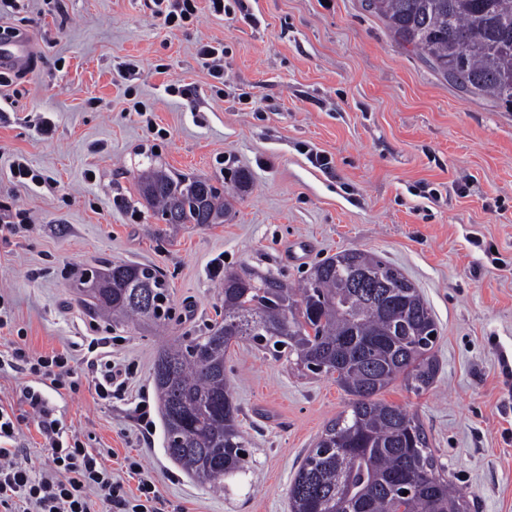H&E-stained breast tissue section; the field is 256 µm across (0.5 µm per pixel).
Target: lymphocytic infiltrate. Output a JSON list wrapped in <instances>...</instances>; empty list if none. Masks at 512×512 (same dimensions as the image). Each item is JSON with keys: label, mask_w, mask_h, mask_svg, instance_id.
Returning a JSON list of instances; mask_svg holds the SVG:
<instances>
[{"label": "lymphocytic infiltrate", "mask_w": 512, "mask_h": 512, "mask_svg": "<svg viewBox=\"0 0 512 512\" xmlns=\"http://www.w3.org/2000/svg\"><path fill=\"white\" fill-rule=\"evenodd\" d=\"M19 367L49 380L56 389L64 386L71 371L65 353L35 357L17 347L9 357L0 359V371ZM23 398L49 445L52 465L37 476L32 466L20 460L14 446L19 418L0 408V512H93L89 497L93 491L111 505L112 512H155V483L144 475L138 462L128 464L130 473L139 477L132 493L102 465L98 450L64 437L44 395L27 390Z\"/></svg>", "instance_id": "lymphocytic-infiltrate-1"}]
</instances>
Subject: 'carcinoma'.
<instances>
[{
  "instance_id": "obj_1",
  "label": "carcinoma",
  "mask_w": 512,
  "mask_h": 512,
  "mask_svg": "<svg viewBox=\"0 0 512 512\" xmlns=\"http://www.w3.org/2000/svg\"><path fill=\"white\" fill-rule=\"evenodd\" d=\"M395 41L424 55L443 75L462 65L466 92L512 105V0H364ZM250 177L233 191L209 180L148 167L138 191L164 223L222 224ZM77 286L79 306L115 324L164 327L169 286L146 263H102ZM147 287L151 304L131 295ZM221 319L199 336L162 346L152 373L164 435L182 438L169 458L213 487L244 470L248 441L240 408L221 372L229 347L247 341L302 370L322 374L351 396L309 449L288 487L289 512H467L468 503L437 470L426 434L404 408L379 395L401 377L416 393L434 383L438 327L418 288L377 255L344 250L316 265L296 288L248 268L224 272ZM282 349H277L276 344Z\"/></svg>"
}]
</instances>
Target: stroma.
<instances>
[{"label": "stroma", "instance_id": "35a3bbf8", "mask_svg": "<svg viewBox=\"0 0 512 512\" xmlns=\"http://www.w3.org/2000/svg\"><path fill=\"white\" fill-rule=\"evenodd\" d=\"M171 30L152 0H21L0 29L34 52L0 88V212L24 225L0 236V355L69 352L71 376L47 390L67 434L101 450L128 489L141 462L157 512H288V486L348 398L333 380L241 342L224 369L250 443L247 473L215 492L167 456L150 377L157 349L204 332L222 310L212 270L247 267L288 284L344 249L374 253L419 289L439 330L429 390L398 379L381 394L421 423L436 464L471 512H512V108L469 96L397 44L361 0H198ZM222 44L224 77L197 54ZM139 72L125 78L123 65ZM51 121L38 130L39 117ZM328 159L313 163L312 154ZM24 159L41 184L16 178ZM224 185L251 176L223 223L175 229L147 209L148 165ZM109 259L167 277L164 331L112 326L76 302L82 271ZM130 374L104 401L87 345ZM35 378L0 372V406L21 421L16 445L51 457L23 399ZM152 424L140 426L136 406Z\"/></svg>", "mask_w": 512, "mask_h": 512}]
</instances>
